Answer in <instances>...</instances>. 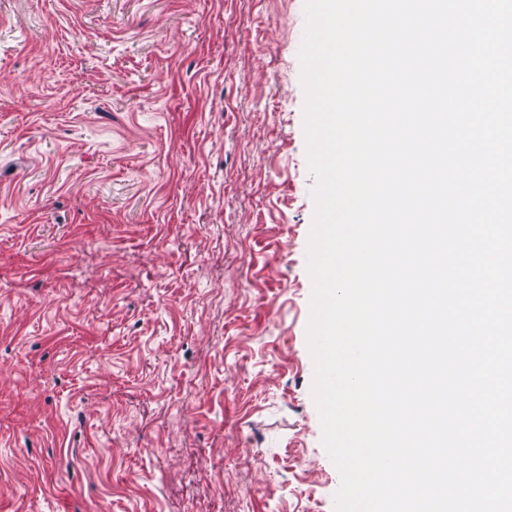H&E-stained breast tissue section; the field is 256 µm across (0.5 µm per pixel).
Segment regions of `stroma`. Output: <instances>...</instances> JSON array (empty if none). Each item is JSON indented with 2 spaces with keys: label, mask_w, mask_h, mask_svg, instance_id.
I'll return each mask as SVG.
<instances>
[{
  "label": "stroma",
  "mask_w": 512,
  "mask_h": 512,
  "mask_svg": "<svg viewBox=\"0 0 512 512\" xmlns=\"http://www.w3.org/2000/svg\"><path fill=\"white\" fill-rule=\"evenodd\" d=\"M304 0H0V512H335Z\"/></svg>",
  "instance_id": "obj_1"
}]
</instances>
